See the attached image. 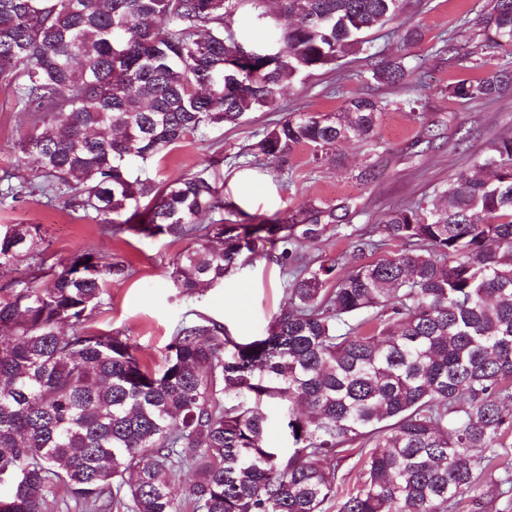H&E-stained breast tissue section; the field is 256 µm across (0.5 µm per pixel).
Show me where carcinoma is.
Returning a JSON list of instances; mask_svg holds the SVG:
<instances>
[{
    "instance_id": "carcinoma-1",
    "label": "carcinoma",
    "mask_w": 512,
    "mask_h": 512,
    "mask_svg": "<svg viewBox=\"0 0 512 512\" xmlns=\"http://www.w3.org/2000/svg\"><path fill=\"white\" fill-rule=\"evenodd\" d=\"M294 23L273 51L246 45L233 18L242 0H0V77L21 116L20 169L0 198L39 194L99 224L190 245L172 263L179 298L224 278L277 240L287 302L260 339L240 343L202 314L178 324L161 369L129 338L93 329L114 281L132 275L118 254L82 252L47 265L41 225H0V268L30 271L0 298V512H44L62 489L79 512H324L338 472L328 458L372 445L362 483L339 512H488L481 463L512 446V135L448 181L440 204L384 215L381 243L357 236L350 271L299 258L318 224H241L224 211L208 166L172 182L147 167L188 135L238 126L278 108L281 88L350 54L371 78L405 81L363 34L398 18L404 0H278ZM487 39L512 41V0H490ZM512 88L503 66L448 84L461 102ZM382 104L339 113L287 112L252 145L288 160L310 145L333 161L350 140L377 143ZM397 251L365 260L379 245ZM288 402V447L267 439L264 402ZM482 456H477L475 450Z\"/></svg>"
}]
</instances>
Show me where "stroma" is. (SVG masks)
<instances>
[{
	"instance_id": "obj_1",
	"label": "stroma",
	"mask_w": 512,
	"mask_h": 512,
	"mask_svg": "<svg viewBox=\"0 0 512 512\" xmlns=\"http://www.w3.org/2000/svg\"><path fill=\"white\" fill-rule=\"evenodd\" d=\"M488 2L405 0L398 24L419 29L421 41L400 47L396 24L391 23L367 36L382 56L406 52L411 66L407 86L375 82L364 55L346 56L336 69L317 71L284 89L278 110L261 109L239 127L188 136L150 168V175L172 181L199 170L205 158L219 153L224 160L211 173L223 184L224 200L235 208L236 220L269 224L311 207L334 211L336 221L326 225L323 236L296 243L295 249L309 259L336 260V274L344 276L354 235L374 231L397 206L418 201L435 205L439 189L482 155L489 140L512 134V92L492 103L474 104L451 99L447 91L455 79L477 77L512 62V42H488L479 24ZM446 33L456 34L460 59L435 55L434 47ZM412 93L420 100L413 111L404 106ZM358 96L383 104L378 145L343 143L332 163L314 161L306 144L296 146L285 162L253 161L251 145L282 113H336ZM25 131L12 88L0 80V172L14 168ZM370 163L376 166L375 176L363 178L361 172ZM0 224L40 225L49 261L58 266L84 251L126 257L133 274L112 283L111 298L95 312L93 325L129 336L137 356L152 368L163 364L174 328L191 314L223 323L230 336L246 343L264 336L271 315L286 298L287 277L275 260L281 251L277 243L269 245L268 257L227 277L223 287L185 300L176 298L170 280L185 241L104 231L63 201L50 204L36 195L0 203Z\"/></svg>"
}]
</instances>
